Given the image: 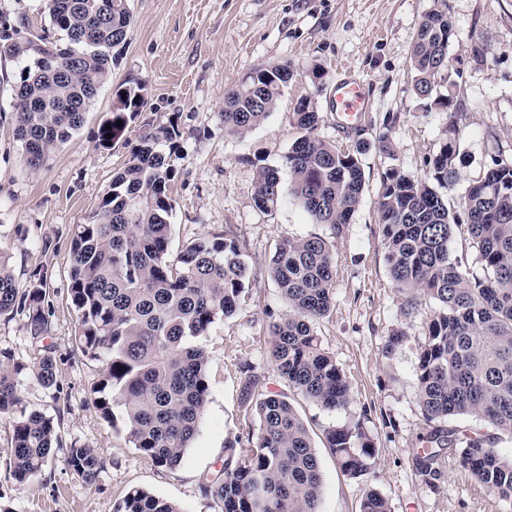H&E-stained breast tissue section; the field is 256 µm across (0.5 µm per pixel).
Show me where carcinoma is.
<instances>
[{"label":"carcinoma","mask_w":512,"mask_h":512,"mask_svg":"<svg viewBox=\"0 0 512 512\" xmlns=\"http://www.w3.org/2000/svg\"><path fill=\"white\" fill-rule=\"evenodd\" d=\"M52 25L65 41L52 50L22 36L0 44V54L20 62L12 86L15 139L27 164L38 169L82 126L83 112L108 82L113 50L132 23L128 0H46ZM455 30L446 0H434L422 17L410 53L414 89L429 106L448 112L446 138L431 160L441 186L458 175L457 112L437 95L438 80L452 70L448 47ZM295 70L286 62L253 70L224 95V129L244 135L273 110ZM97 140L108 146L146 106L144 86L123 89ZM293 118L304 131L284 156L294 193L315 224L332 234L350 223L362 200L364 172L358 155L365 144L342 151L314 135L319 113L302 99ZM122 125H116V121ZM111 129H106V126ZM113 137L106 138L107 133ZM174 127L149 126L139 135L121 171L104 191L99 211L78 224L71 241V303L77 313L75 348L105 365L93 388L95 404L112 425L122 424L130 442L157 467L180 465L198 431L208 396V357L201 343L212 324L232 315L251 271L234 240L218 232L191 242L169 258V162ZM280 198L279 170L258 166L254 201L271 210ZM467 222L450 215L425 179L389 170L379 204L382 244L393 285L409 296L421 292L439 308L428 324L416 376L419 403L429 428L419 465L426 473L445 449L460 467L504 500H512V459L502 458L481 431L441 423L475 416L512 435V160L496 159L464 196ZM463 235L482 274L451 257L449 242ZM10 255L0 246V315L25 313L31 334L48 331L43 289L16 285ZM268 273L288 302L289 314L272 323L270 356L288 386L327 409L346 406L349 383L326 352L314 322L333 301V244L321 236L284 238ZM22 367L0 365V417L12 419L9 471L19 483L40 472L54 453V419L39 411L18 412L16 375ZM45 386L56 381L53 358L34 367ZM244 403L260 421L257 437L227 442L224 469L205 487L215 512H319L322 475L309 430L282 394L244 370ZM323 446L341 471L364 475L374 443L359 427L324 434ZM67 465L94 484L103 463L91 448L71 446ZM115 512H181L143 489H132ZM359 512H389L386 499L368 491Z\"/></svg>","instance_id":"carcinoma-1"}]
</instances>
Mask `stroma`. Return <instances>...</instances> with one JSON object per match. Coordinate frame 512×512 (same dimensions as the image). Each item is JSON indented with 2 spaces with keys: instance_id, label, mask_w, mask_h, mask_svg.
Instances as JSON below:
<instances>
[{
  "instance_id": "35a3bbf8",
  "label": "stroma",
  "mask_w": 512,
  "mask_h": 512,
  "mask_svg": "<svg viewBox=\"0 0 512 512\" xmlns=\"http://www.w3.org/2000/svg\"><path fill=\"white\" fill-rule=\"evenodd\" d=\"M455 38L449 57L457 70L441 94L458 112V177L438 192L451 213L462 214L465 191L494 159H512V0H447ZM133 23L120 45L107 84L84 114L83 125L39 170L23 159L12 135L11 85L18 62L0 56V245L10 254L18 287L40 285L49 327L30 334L25 315L0 316V354L22 365L16 377L20 406L54 418L60 444L51 461L27 482L9 474L10 419H0V512H115L133 488L178 504L182 512H214L204 491L227 457L228 440L258 430L245 417L242 368L252 367L270 391L287 394L305 420L322 474L320 512H359L375 490L389 512H512L460 468L454 451L435 473L417 464L426 431L416 374L427 327L438 304L418 296L414 308L394 288L384 258L378 203L387 169L430 178L448 124L445 111L427 108L413 90L410 51L433 0H130ZM31 26L57 38L44 0H0V34ZM294 65L297 75L278 108L243 136L224 130V93L252 69ZM325 76L314 82L311 69ZM360 81L369 110L355 127L337 123L331 96L337 78ZM144 84L147 105L111 146L97 143L119 89ZM310 99L320 119L315 134L344 149L366 143L362 202L339 235L313 223L295 196L283 157L302 131L292 112ZM179 130L171 158L170 252L226 230L251 277L236 311L217 320L201 343L208 355L209 394L199 430L179 466H155L132 447L123 427L112 426L93 402L91 386L104 365L75 349L76 312L70 299L71 237L75 225L99 210L114 173L129 158L143 125ZM387 131L393 153L375 138ZM278 168L280 201L269 212L254 204L257 166ZM335 236L336 279L330 314L315 324L325 351L351 389L344 408L326 410L289 387L268 356L269 327L288 304L268 275L283 238ZM406 339L391 355L383 344L393 330ZM56 364L47 387L33 369L44 355ZM361 424L376 446L365 475L351 478L321 445L331 428ZM94 449L103 463L95 485L66 464L71 445Z\"/></svg>"
}]
</instances>
